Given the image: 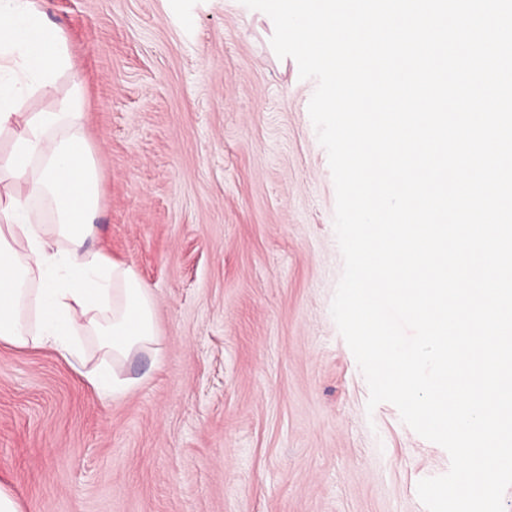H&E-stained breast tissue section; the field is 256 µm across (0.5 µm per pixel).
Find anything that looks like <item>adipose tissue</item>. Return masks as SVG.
<instances>
[{
    "mask_svg": "<svg viewBox=\"0 0 512 512\" xmlns=\"http://www.w3.org/2000/svg\"><path fill=\"white\" fill-rule=\"evenodd\" d=\"M71 67L64 33L39 0H0V130H14L0 181L23 188L0 201V342L51 347L94 390L113 395L130 380L91 363L83 342L96 338L113 362L127 360L154 340V304L130 266L88 244L100 186L81 83L43 111L26 109ZM34 199L48 202L53 223L36 221Z\"/></svg>",
    "mask_w": 512,
    "mask_h": 512,
    "instance_id": "adipose-tissue-1",
    "label": "adipose tissue"
}]
</instances>
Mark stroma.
I'll return each mask as SVG.
<instances>
[{"label": "stroma", "instance_id": "1", "mask_svg": "<svg viewBox=\"0 0 512 512\" xmlns=\"http://www.w3.org/2000/svg\"><path fill=\"white\" fill-rule=\"evenodd\" d=\"M85 90L93 243L156 336L102 397L0 342V483L23 512H426L444 448L367 382L331 315L344 262L316 80L241 0H41Z\"/></svg>", "mask_w": 512, "mask_h": 512}]
</instances>
